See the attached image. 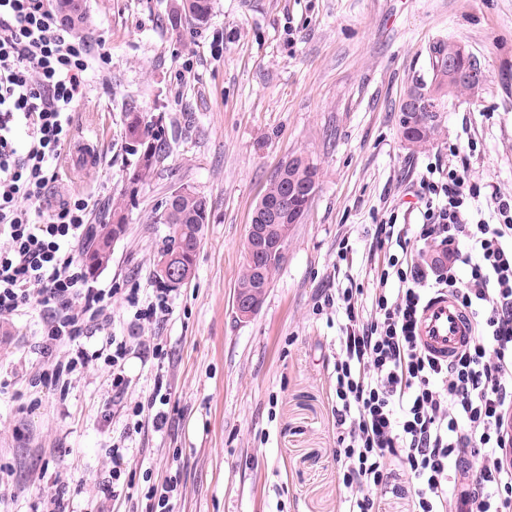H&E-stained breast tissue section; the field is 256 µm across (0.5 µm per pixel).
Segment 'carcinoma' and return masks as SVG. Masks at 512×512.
Here are the masks:
<instances>
[{"label":"carcinoma","instance_id":"obj_1","mask_svg":"<svg viewBox=\"0 0 512 512\" xmlns=\"http://www.w3.org/2000/svg\"><path fill=\"white\" fill-rule=\"evenodd\" d=\"M52 7L63 23L77 30L88 27L91 15L87 0H52ZM211 12V0H180L175 16L190 23H204ZM455 43L440 41L433 49L430 80H419L415 87L421 91L424 105L414 117L408 133L417 139L420 146L430 143L441 132V121L426 122L428 113L435 111L434 98L428 96L432 82L448 73V57ZM125 135L133 152L138 154L136 167L129 173V195H121L112 201L107 222L91 227L85 242V259L92 273L107 267L112 260V244L124 232L128 201L134 200L137 185L143 182L165 159L167 145L154 132L153 125L144 121L138 112L128 113ZM294 181L304 189L301 195L291 199L283 197V185ZM318 185L317 166L308 157L299 155L290 164L280 166L269 181L268 196L282 199L275 223H292L293 218H304L309 209L306 195L315 192ZM159 220L168 225L169 235L165 237L158 253L155 277L167 288H177L190 280L195 272V258L208 223V203L196 191L181 189L172 191L158 205Z\"/></svg>","mask_w":512,"mask_h":512}]
</instances>
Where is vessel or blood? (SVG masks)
I'll return each instance as SVG.
<instances>
[{
	"instance_id": "b4317fda",
	"label": "vessel or blood",
	"mask_w": 512,
	"mask_h": 512,
	"mask_svg": "<svg viewBox=\"0 0 512 512\" xmlns=\"http://www.w3.org/2000/svg\"><path fill=\"white\" fill-rule=\"evenodd\" d=\"M470 334L469 315L451 293L434 295L426 303L418 335L422 349L431 357L452 359L465 347Z\"/></svg>"
}]
</instances>
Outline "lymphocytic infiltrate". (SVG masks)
<instances>
[{
  "instance_id": "lymphocytic-infiltrate-1",
  "label": "lymphocytic infiltrate",
  "mask_w": 512,
  "mask_h": 512,
  "mask_svg": "<svg viewBox=\"0 0 512 512\" xmlns=\"http://www.w3.org/2000/svg\"><path fill=\"white\" fill-rule=\"evenodd\" d=\"M110 62L101 41L74 35L46 0H0V318L48 310L43 339L67 351L44 380L93 361L82 339L107 305L74 250L88 199L72 195L47 211L42 197L58 179L88 82ZM418 195V228L393 215L375 227L376 243L396 244L404 258L381 271L371 313L360 314L353 289L336 296L347 317L334 365L346 512H382L403 476L412 512H512L503 434L512 413V197L493 196L494 221L476 219L480 188L455 165L427 166ZM429 240L443 247L430 271L412 248ZM442 290L472 320L468 345L449 361L417 338L426 301Z\"/></svg>"
}]
</instances>
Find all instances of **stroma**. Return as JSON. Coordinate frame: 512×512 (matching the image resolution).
Instances as JSON below:
<instances>
[{
	"label": "stroma",
	"mask_w": 512,
	"mask_h": 512,
	"mask_svg": "<svg viewBox=\"0 0 512 512\" xmlns=\"http://www.w3.org/2000/svg\"><path fill=\"white\" fill-rule=\"evenodd\" d=\"M86 36L112 63L93 78L74 134L97 146L90 174L62 160L42 201L89 196L103 222L134 167L127 113L156 124L169 145L129 208L109 265L89 278L111 290L105 322L84 342L126 339L127 384L111 386L97 360L73 373L66 392L31 387L46 357L40 307L0 326V512H150L149 489L175 476V512H345L333 409L344 313L326 305L359 289L370 310L379 273L398 247H377L390 213L419 221L406 201L427 164L447 165L463 147L478 206L512 197V0H212L203 26L171 23L175 0H88ZM460 44L483 71L477 98L446 112L419 149L400 135L413 80L430 72L429 48ZM318 168V187L294 225L284 260L259 311L240 321L233 289L255 206L279 167L296 155ZM188 187L208 201L195 276L169 292L155 324L126 301L159 292L157 254L168 233L157 207ZM166 394L168 422L146 405ZM124 457L112 478V451Z\"/></svg>",
	"instance_id": "35a3bbf8"
}]
</instances>
